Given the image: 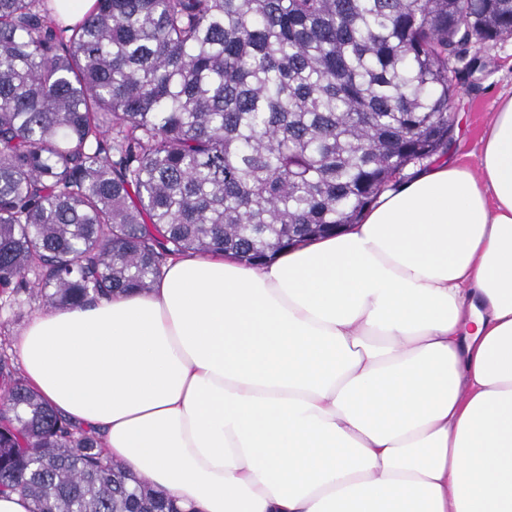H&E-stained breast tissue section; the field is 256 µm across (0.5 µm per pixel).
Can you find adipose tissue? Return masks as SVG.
Returning a JSON list of instances; mask_svg holds the SVG:
<instances>
[{"mask_svg": "<svg viewBox=\"0 0 512 512\" xmlns=\"http://www.w3.org/2000/svg\"><path fill=\"white\" fill-rule=\"evenodd\" d=\"M27 384L181 512H512V96L275 259L36 313Z\"/></svg>", "mask_w": 512, "mask_h": 512, "instance_id": "1", "label": "adipose tissue"}]
</instances>
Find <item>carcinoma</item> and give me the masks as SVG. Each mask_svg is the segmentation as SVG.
Here are the masks:
<instances>
[{"mask_svg":"<svg viewBox=\"0 0 512 512\" xmlns=\"http://www.w3.org/2000/svg\"><path fill=\"white\" fill-rule=\"evenodd\" d=\"M0 0V298L147 290L171 256L260 263L354 224L452 138L512 0ZM179 512L0 355V493Z\"/></svg>","mask_w":512,"mask_h":512,"instance_id":"cac0c4a2","label":"carcinoma"}]
</instances>
